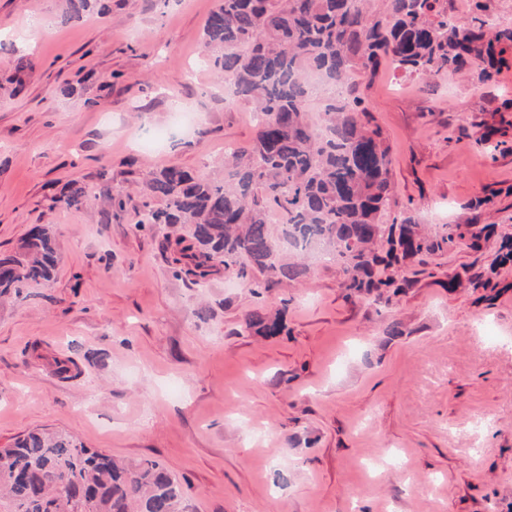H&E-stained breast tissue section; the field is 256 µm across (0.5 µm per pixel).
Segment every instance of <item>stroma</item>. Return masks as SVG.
Returning a JSON list of instances; mask_svg holds the SVG:
<instances>
[{
  "label": "stroma",
  "instance_id": "obj_1",
  "mask_svg": "<svg viewBox=\"0 0 512 512\" xmlns=\"http://www.w3.org/2000/svg\"><path fill=\"white\" fill-rule=\"evenodd\" d=\"M218 0H0V255L52 228L50 281L0 301V448L47 428L134 464L155 460L184 512H512V67L420 78L352 74L392 159L381 224L454 241L391 268L383 298L341 265L293 280L223 266L175 274L181 224L135 228L147 171L224 181V148L254 138L202 59ZM23 70L25 89L10 95ZM205 113L194 130L174 105ZM498 130V151L479 143ZM81 209L62 205L70 185ZM282 315L262 336L252 317ZM403 468L365 477L381 451Z\"/></svg>",
  "mask_w": 512,
  "mask_h": 512
}]
</instances>
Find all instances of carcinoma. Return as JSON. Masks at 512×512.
I'll use <instances>...</instances> for the list:
<instances>
[{"instance_id": "1", "label": "carcinoma", "mask_w": 512, "mask_h": 512, "mask_svg": "<svg viewBox=\"0 0 512 512\" xmlns=\"http://www.w3.org/2000/svg\"><path fill=\"white\" fill-rule=\"evenodd\" d=\"M438 0H389L377 17L369 0H219L203 28L208 62L231 100L252 104L257 132L252 143L224 158V184L199 180L178 166L148 173L143 192L165 206L136 221L188 224L181 249L191 264L179 272L203 279L216 264L246 276L244 258L273 279H296L298 264L279 260V243L300 255L326 245L348 275L346 287L375 294L394 282L379 267L442 248L464 238L448 227L429 241L406 219L399 233L379 223L390 192V150L371 112L351 84L354 70H374L382 58L408 74L453 73L470 64L482 83L506 60L512 27L485 33V18L464 28L444 15ZM313 75L337 82L345 94L327 106L328 133L306 115ZM86 192L70 187L63 198L78 209ZM280 210L279 238L268 227V209ZM57 264L53 231L36 225L21 251L0 258V297L51 278ZM249 325L266 336L282 331L279 319L258 316ZM0 512H183L181 492L166 469L145 461L126 466L56 430L30 432L0 449Z\"/></svg>"}]
</instances>
